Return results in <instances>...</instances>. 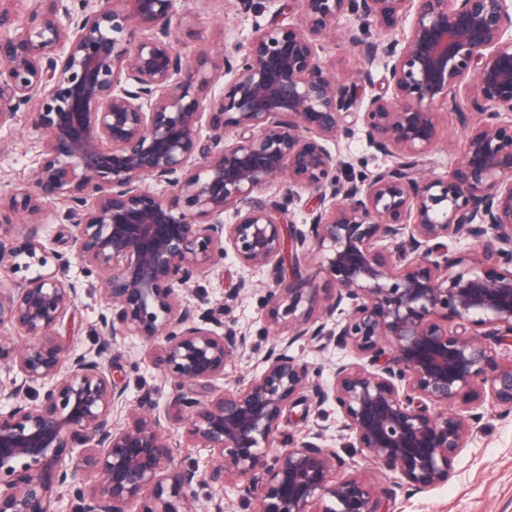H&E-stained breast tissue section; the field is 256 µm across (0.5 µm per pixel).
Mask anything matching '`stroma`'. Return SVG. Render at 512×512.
<instances>
[{
  "label": "stroma",
  "mask_w": 512,
  "mask_h": 512,
  "mask_svg": "<svg viewBox=\"0 0 512 512\" xmlns=\"http://www.w3.org/2000/svg\"><path fill=\"white\" fill-rule=\"evenodd\" d=\"M257 9L248 14L235 11L232 0H175L173 30L178 48L187 60L194 61L207 55L213 61H221L226 45L245 39L255 26L267 24L280 7V0H256ZM355 17L344 16L338 32L323 36L320 40V57L329 73L339 82H347L359 68L360 58L356 49L343 43L341 29L354 25ZM441 126L444 136L432 152L427 172L446 175L450 166L463 154L464 131L453 112H442ZM330 149L346 163L342 178L360 177L393 166L394 158L377 153L369 147L364 131H357L352 139L331 142ZM41 140L28 119H20L11 127L0 129V192H9L16 186L31 182L38 165ZM68 276L80 288L77 307L67 321V342L76 352L95 350L98 342L96 330L103 310L98 273L71 263ZM247 280V292L229 310H223L224 323L250 330L262 346H269L271 339L265 336V312L261 297L267 283L262 271L243 269L233 257H226L214 274L198 277L191 283L193 297L204 299L211 307H219L224 301V291L237 287L240 280ZM290 355L310 364L320 383H329L334 367L343 353L335 346L318 349L305 340L289 346ZM108 358L122 371L127 387L129 405H136L142 387H156L159 405H166L170 388L164 383L147 346L138 338L121 341L109 353ZM482 429L469 440L458 456L454 474L447 484L414 496H398L395 512H512V412L491 403L481 408ZM336 408L333 403L310 406L307 417H286L281 430L284 438L298 439L308 430L321 428L326 444L340 448L336 436Z\"/></svg>",
  "instance_id": "stroma-1"
}]
</instances>
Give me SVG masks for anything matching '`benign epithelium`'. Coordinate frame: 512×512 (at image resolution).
Instances as JSON below:
<instances>
[{"label": "benign epithelium", "mask_w": 512, "mask_h": 512, "mask_svg": "<svg viewBox=\"0 0 512 512\" xmlns=\"http://www.w3.org/2000/svg\"><path fill=\"white\" fill-rule=\"evenodd\" d=\"M16 2L0 0V29L13 30L0 39V128L28 111L42 150L32 185L0 193V272L23 273L0 282V367L21 375L0 379V512H55L62 489L72 512H197L203 481L231 485L252 512H391L398 493L448 482L479 430L475 409L489 397L512 410V363L497 360L512 347V4L283 0L224 50L230 79L209 99L217 76L176 49L175 0H27L23 17ZM349 13L384 38L344 31L363 67L339 83L319 37ZM376 63L383 91L365 103ZM441 107L465 145L436 177L423 164ZM358 125L397 162L342 181L328 142ZM273 186L308 193V220L254 200ZM57 204L69 259L35 222ZM228 254L268 270L265 318L288 336L221 388L227 362L256 346L233 324L218 331L188 285ZM72 258L105 274L94 356L60 333L78 300ZM128 336L160 346L169 407L185 446L209 452L205 468L173 464L153 390L127 408L107 355ZM299 339L355 360L325 388L288 354ZM328 399L348 458L321 429L275 446L285 415ZM356 456L393 484L343 473Z\"/></svg>", "instance_id": "benign-epithelium-1"}]
</instances>
